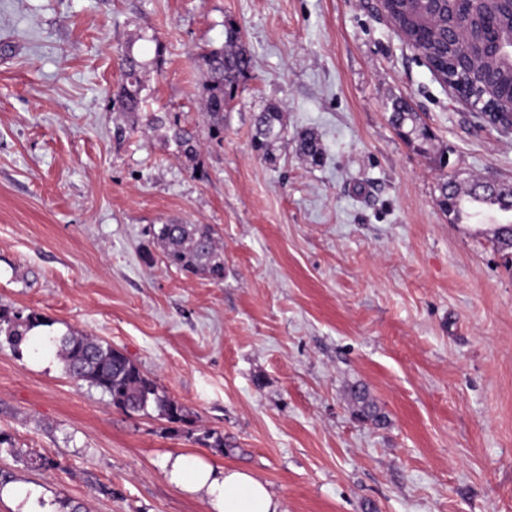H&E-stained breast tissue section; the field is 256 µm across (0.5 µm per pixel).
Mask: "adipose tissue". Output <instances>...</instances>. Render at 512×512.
<instances>
[{
    "instance_id": "obj_1",
    "label": "adipose tissue",
    "mask_w": 512,
    "mask_h": 512,
    "mask_svg": "<svg viewBox=\"0 0 512 512\" xmlns=\"http://www.w3.org/2000/svg\"><path fill=\"white\" fill-rule=\"evenodd\" d=\"M169 478L176 485L204 493L214 512H287L270 485L244 469L218 471L203 462L187 464L178 457L171 464Z\"/></svg>"
}]
</instances>
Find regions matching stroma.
Listing matches in <instances>:
<instances>
[{
	"label": "stroma",
	"mask_w": 512,
	"mask_h": 512,
	"mask_svg": "<svg viewBox=\"0 0 512 512\" xmlns=\"http://www.w3.org/2000/svg\"><path fill=\"white\" fill-rule=\"evenodd\" d=\"M371 2L0 0V306L110 343L193 414L124 412L1 343L18 453L0 472L79 512H212L170 482L178 456L254 472L288 512H512V255L439 191L512 187V138L470 122ZM230 22L253 68L214 140L192 57ZM128 49L139 112L117 99ZM398 98L447 165L394 129ZM270 104L268 160L252 124ZM155 224L210 225L223 281L166 266ZM354 385L383 425L356 419ZM283 130V114L276 105H269L258 112L252 135L255 150L265 158L272 159L271 147L281 138ZM448 182L449 181L443 182L440 186V204L447 213L454 214V216L458 219V214L460 212L464 211L466 207L475 208L476 203L458 195L454 190H452L454 187H456V185L452 182H449L453 185V187L451 188L448 195Z\"/></svg>",
	"instance_id": "stroma-1"
}]
</instances>
